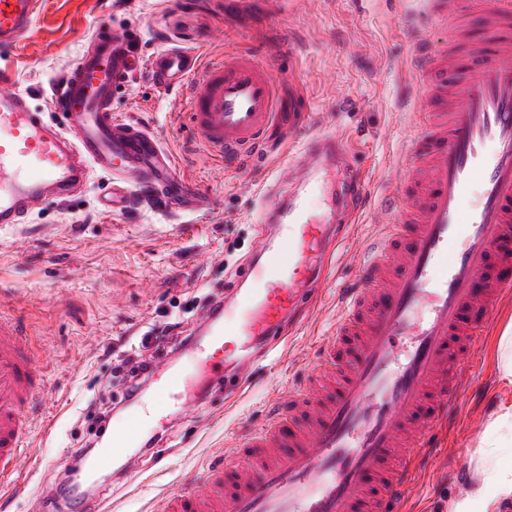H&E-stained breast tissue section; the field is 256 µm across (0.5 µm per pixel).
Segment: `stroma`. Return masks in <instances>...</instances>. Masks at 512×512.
Returning <instances> with one entry per match:
<instances>
[{"label":"stroma","instance_id":"obj_1","mask_svg":"<svg viewBox=\"0 0 512 512\" xmlns=\"http://www.w3.org/2000/svg\"><path fill=\"white\" fill-rule=\"evenodd\" d=\"M24 36L0 51V80L50 111L66 73L101 24L123 32L141 65L127 78L112 109L152 132L173 156L177 174L195 183L201 205L170 217L147 205L104 212L98 184L67 205H46L25 227L0 229V307L13 312L33 346L49 360L46 387L29 408L28 451L44 458L31 479L45 489L68 479L106 501L111 512H153L168 488L202 478L207 466L236 452L267 422L271 395H288L317 367V338L330 335L339 315L337 292L354 287L351 257L382 232L378 204L397 191L396 159L420 134L416 122L428 101L413 88L407 65L423 27L414 0L388 10L384 0H291L281 14L258 0H42ZM177 48L209 60L249 51L277 80L280 119L248 161L217 165L205 159L185 120L182 93L155 84L147 64ZM343 138L349 159L368 182L373 206L332 258L329 292L276 348L273 367L258 370L233 407L223 393L196 406L176 407L152 433L162 440L142 454L135 483L109 472H73L71 449L84 447L93 420L90 403L119 388L117 359L138 347L145 331L168 322L195 324L206 297L222 295L231 275L259 250L257 215L276 168L300 153L307 138ZM512 328V307L496 317L490 341L476 359L456 409L454 427L421 473V493L409 512H448L451 500L496 465L481 450L502 400L497 347ZM53 420L49 437L44 421ZM467 452L466 479L455 476Z\"/></svg>","mask_w":512,"mask_h":512}]
</instances>
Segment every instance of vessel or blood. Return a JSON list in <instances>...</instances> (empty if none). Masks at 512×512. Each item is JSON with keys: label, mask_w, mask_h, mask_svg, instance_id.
I'll use <instances>...</instances> for the list:
<instances>
[{"label": "vessel or blood", "mask_w": 512, "mask_h": 512, "mask_svg": "<svg viewBox=\"0 0 512 512\" xmlns=\"http://www.w3.org/2000/svg\"><path fill=\"white\" fill-rule=\"evenodd\" d=\"M429 28L463 23L466 55L420 38L411 64L428 100L422 129L400 162L403 184L385 199L375 254L359 264L355 287L342 293L336 330L321 346L307 381L277 401L239 458L224 457L199 481L164 492L156 512H406L436 432L462 392L466 366L488 341L491 320L512 300V0H485L478 17L466 0H420ZM41 0H0V48L29 29ZM156 83L182 87V115L214 163L246 160L276 116V81L255 54L233 52L206 62L179 50L149 62ZM133 67L123 38L103 27L63 82L53 109L0 88V226L25 223L45 202L63 203L105 175V211L140 200L183 213L188 188L158 138L119 121L112 96ZM342 140L309 138L298 161L277 178L289 194L272 195L263 220L271 231L261 258L246 262L224 291L222 312L203 309L191 362L156 360L161 378L148 405L132 407L94 460L100 470L130 455L145 427L182 404L226 358L239 392L257 357L297 312L322 297L325 256L347 238L368 208L365 182L344 162ZM332 168L342 188L319 218L310 200L319 173ZM45 375L26 330L0 311V492L28 490L27 411Z\"/></svg>", "instance_id": "1"}]
</instances>
